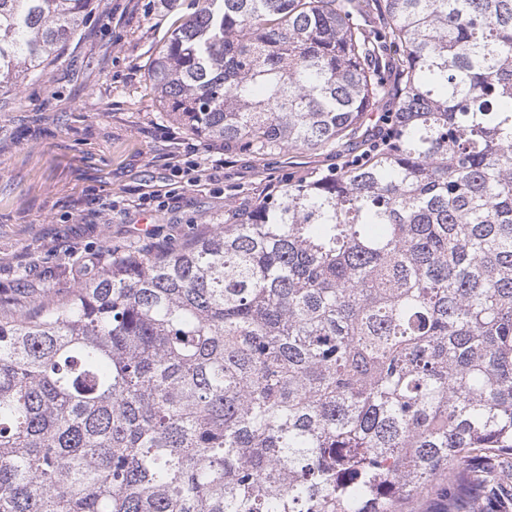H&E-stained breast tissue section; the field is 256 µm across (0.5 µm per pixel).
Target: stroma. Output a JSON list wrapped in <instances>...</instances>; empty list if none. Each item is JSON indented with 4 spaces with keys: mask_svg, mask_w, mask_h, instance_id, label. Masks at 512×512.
I'll return each mask as SVG.
<instances>
[{
    "mask_svg": "<svg viewBox=\"0 0 512 512\" xmlns=\"http://www.w3.org/2000/svg\"><path fill=\"white\" fill-rule=\"evenodd\" d=\"M189 2L171 12L162 0H91L45 75L0 95V310L20 308L23 288L66 298L84 259L105 250L180 247L287 183L348 167L382 129L378 116L320 150L217 155L166 116L147 78ZM188 152L210 169L194 185L166 164ZM152 187L177 189L178 202L141 207Z\"/></svg>",
    "mask_w": 512,
    "mask_h": 512,
    "instance_id": "stroma-1",
    "label": "stroma"
}]
</instances>
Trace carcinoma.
Listing matches in <instances>:
<instances>
[{"mask_svg":"<svg viewBox=\"0 0 512 512\" xmlns=\"http://www.w3.org/2000/svg\"><path fill=\"white\" fill-rule=\"evenodd\" d=\"M148 79L224 148L386 145L0 314V512H397L512 459V0H192ZM89 0H0V90ZM447 487L450 489L451 498L455 491V477L453 471L448 476H442L434 480L420 495L404 499L400 505V512H434L447 510ZM442 488V489H440ZM445 488V489H444Z\"/></svg>","mask_w":512,"mask_h":512,"instance_id":"cac0c4a2","label":"carcinoma"}]
</instances>
